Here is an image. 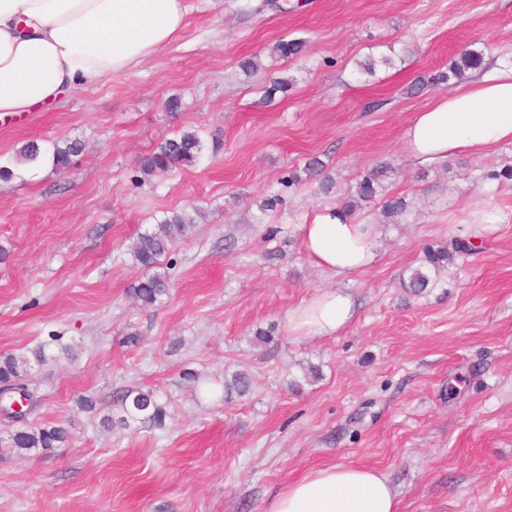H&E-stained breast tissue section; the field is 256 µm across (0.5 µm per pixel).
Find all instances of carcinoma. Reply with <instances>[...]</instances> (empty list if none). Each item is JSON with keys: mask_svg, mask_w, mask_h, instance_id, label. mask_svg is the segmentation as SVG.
<instances>
[{"mask_svg": "<svg viewBox=\"0 0 512 512\" xmlns=\"http://www.w3.org/2000/svg\"><path fill=\"white\" fill-rule=\"evenodd\" d=\"M304 43L298 40H281L274 52L282 59L299 56ZM482 61V56L472 51H466L461 57L448 65V71L439 73L430 79L432 85L446 84L451 79L461 76L468 69H475ZM82 149V144L72 141L64 145H52V158L57 169H63L71 162V158ZM203 151V140L197 131L185 130L173 138L158 143L149 153L139 160V168L147 175H166L179 167L194 165ZM41 156V148L35 143H28L17 152V161L22 164H34ZM390 168L378 164L369 170L357 182L355 193L348 195L343 209L352 212L360 201H371L383 191V179L388 176ZM303 172L308 176L321 177L320 185L323 191L333 188L332 178L325 174V165L318 159L309 160ZM194 219L185 213H173L163 218L153 231L141 233L132 242L129 254L135 265L151 270L160 264V259L171 249L172 245L186 238L194 229ZM453 255L448 248L429 247L425 250L424 263L411 272L404 287L414 293H420L429 287L432 275L438 274L448 264ZM169 284L165 277L154 273L144 277L133 288V296L144 307H153L162 302L168 294ZM44 365L48 358L44 347L39 346L31 351V356L14 353L0 354V388H17L27 399H32L25 377L31 368V362ZM250 380L243 372H236L231 379L224 380V395L230 396L235 392L243 395L248 392ZM169 416L166 405L161 403L155 391L151 388H131L113 400L112 414L102 419L101 424L107 429L116 427L126 429L133 422L146 423L161 429ZM68 431L59 426L44 424L38 426L22 425L11 428L5 447L8 451L26 456L33 452H47L59 448L66 443Z\"/></svg>", "mask_w": 512, "mask_h": 512, "instance_id": "obj_1", "label": "carcinoma"}]
</instances>
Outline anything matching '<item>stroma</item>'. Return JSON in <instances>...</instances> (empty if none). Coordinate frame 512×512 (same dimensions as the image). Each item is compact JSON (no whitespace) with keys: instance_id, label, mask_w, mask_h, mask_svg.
<instances>
[{"instance_id":"35a3bbf8","label":"stroma","mask_w":512,"mask_h":512,"mask_svg":"<svg viewBox=\"0 0 512 512\" xmlns=\"http://www.w3.org/2000/svg\"><path fill=\"white\" fill-rule=\"evenodd\" d=\"M259 0H187L179 37L139 68L78 87L21 119L0 120V354L45 344L28 423L64 427L68 444L19 457L0 452V512H266L269 499L329 465L384 474L400 512H512V143L488 155L416 164L404 144L416 112L445 85L416 89L462 51L512 50V0H305L252 12ZM297 39L282 60L271 49ZM392 67L360 74L367 57ZM259 70L245 76L243 60ZM277 79L287 93L266 98ZM178 98L177 114L164 108ZM377 102L368 110L369 102ZM219 136L194 166L148 177L138 156L179 132ZM73 140L68 172L31 176L20 148ZM320 158L330 194L291 171ZM385 190L353 218L375 228V263L335 276L301 245L309 214L339 206L377 163ZM274 210H260L267 197ZM405 211L383 215L387 199ZM484 208L500 221L475 235ZM199 212L159 270L155 307L132 289L136 234L167 212ZM478 239L433 288L403 283L426 248ZM341 288L356 306L334 336H293L289 312ZM139 346L125 343L128 331ZM270 332L267 342L256 331ZM72 348L56 359L50 335ZM251 379L227 396L224 379ZM155 389L163 429L100 423L122 392ZM95 397L98 415L77 396Z\"/></svg>"}]
</instances>
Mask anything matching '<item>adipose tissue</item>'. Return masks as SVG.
<instances>
[{
	"instance_id": "obj_1",
	"label": "adipose tissue",
	"mask_w": 512,
	"mask_h": 512,
	"mask_svg": "<svg viewBox=\"0 0 512 512\" xmlns=\"http://www.w3.org/2000/svg\"><path fill=\"white\" fill-rule=\"evenodd\" d=\"M185 0H0V116L26 112L141 66L183 29ZM411 156L437 163L480 156L512 142V63L488 66L475 79L438 96L410 120ZM312 263L331 274L364 270L376 259L373 228L335 207L301 226ZM355 315L347 292L326 289L289 313L294 336H333ZM266 512H399L385 475L361 466L331 465L291 483Z\"/></svg>"
}]
</instances>
